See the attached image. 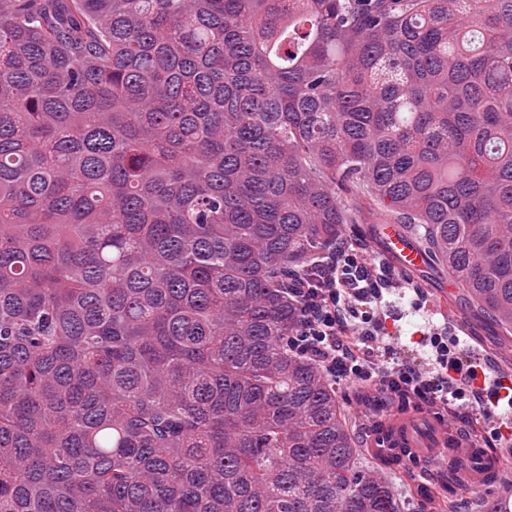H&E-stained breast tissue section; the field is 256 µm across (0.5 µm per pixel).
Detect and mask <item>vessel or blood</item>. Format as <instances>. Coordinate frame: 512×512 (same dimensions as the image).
<instances>
[{
  "label": "vessel or blood",
  "mask_w": 512,
  "mask_h": 512,
  "mask_svg": "<svg viewBox=\"0 0 512 512\" xmlns=\"http://www.w3.org/2000/svg\"><path fill=\"white\" fill-rule=\"evenodd\" d=\"M378 233L400 268L417 270L425 266L424 250L403 235L397 225H380ZM368 449L373 460L383 466L403 469L417 459L432 468L452 467L465 488L488 484L499 469L512 462L510 455L464 441L450 425L437 422L427 435H417L414 417L408 413H397L383 421L371 432Z\"/></svg>",
  "instance_id": "1"
}]
</instances>
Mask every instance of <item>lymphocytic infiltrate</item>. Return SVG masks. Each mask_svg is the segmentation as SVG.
Segmentation results:
<instances>
[{"instance_id": "f902f5d3", "label": "lymphocytic infiltrate", "mask_w": 512, "mask_h": 512, "mask_svg": "<svg viewBox=\"0 0 512 512\" xmlns=\"http://www.w3.org/2000/svg\"><path fill=\"white\" fill-rule=\"evenodd\" d=\"M371 262L361 250L342 244L339 253L322 256L310 280L296 289L301 321L292 334L297 352L346 383L369 387L413 402L436 406L448 417L461 418L475 398L512 410V374H492L485 364L464 355L459 337L432 327L421 335L432 359L406 366L378 361L372 343L370 299L366 281Z\"/></svg>"}]
</instances>
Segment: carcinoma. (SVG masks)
Masks as SVG:
<instances>
[{
  "label": "carcinoma",
  "mask_w": 512,
  "mask_h": 512,
  "mask_svg": "<svg viewBox=\"0 0 512 512\" xmlns=\"http://www.w3.org/2000/svg\"><path fill=\"white\" fill-rule=\"evenodd\" d=\"M347 224L512 326V0H0V512H401L288 346Z\"/></svg>",
  "instance_id": "1"
}]
</instances>
